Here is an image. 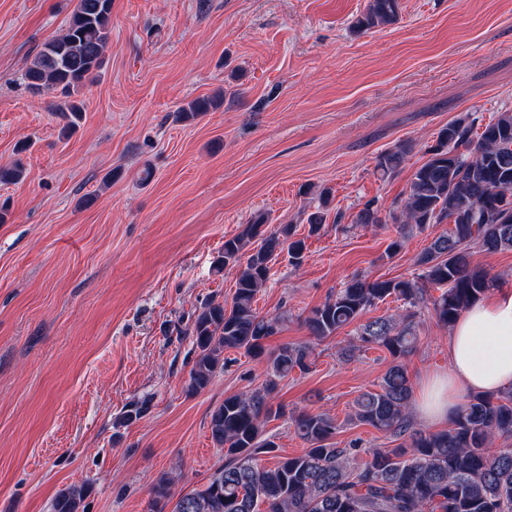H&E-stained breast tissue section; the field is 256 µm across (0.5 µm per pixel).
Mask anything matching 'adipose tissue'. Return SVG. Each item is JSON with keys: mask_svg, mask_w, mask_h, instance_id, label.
<instances>
[{"mask_svg": "<svg viewBox=\"0 0 512 512\" xmlns=\"http://www.w3.org/2000/svg\"><path fill=\"white\" fill-rule=\"evenodd\" d=\"M447 374L429 379L413 404L426 420L452 419L464 393L512 387V289L494 286L473 301L448 338Z\"/></svg>", "mask_w": 512, "mask_h": 512, "instance_id": "obj_1", "label": "adipose tissue"}]
</instances>
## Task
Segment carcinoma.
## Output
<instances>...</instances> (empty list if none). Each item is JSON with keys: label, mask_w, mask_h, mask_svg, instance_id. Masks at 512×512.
<instances>
[{"label": "carcinoma", "mask_w": 512, "mask_h": 512, "mask_svg": "<svg viewBox=\"0 0 512 512\" xmlns=\"http://www.w3.org/2000/svg\"><path fill=\"white\" fill-rule=\"evenodd\" d=\"M398 18L399 0H368L354 26L370 30ZM111 35L112 0H76L63 32L26 62L23 81L29 92L58 90L67 97L58 111L68 132L82 120V107L69 97L101 68ZM214 106L211 98H197L181 113L193 119ZM410 152V146L400 144L379 154L376 171L383 178L396 175ZM427 154L410 178L400 211L390 214L393 223L419 229L449 225L417 257L419 279L353 278L304 319L309 334L322 340L388 297L403 302L405 314L362 325L359 340L385 348L393 363L379 390L356 398L354 417L404 439V446L361 449L351 442L341 447L335 441V418L302 412L293 425L307 444L305 451L272 466L260 462V455L277 448L264 428L278 382L307 368L312 349L307 343L274 350L265 345L284 315L260 314L256 297L279 256L287 254L297 266L307 245L293 225L269 230L266 218L257 215L241 233L224 240L215 265L218 273L238 268L230 306L212 297L194 312L189 389L200 392L210 384L224 368L226 351L242 350L266 364L265 382L225 397L210 413L211 438L224 450V466L201 488L179 495L170 511L171 480L159 479L152 489V512H512V448L493 449L497 438L512 436V389L493 397L467 396L448 428L426 433L410 418L412 386L404 365L416 348L415 319L422 305L430 304L436 322L447 327L495 284L486 270L471 265L468 250L512 249V112L480 126L469 113L459 117L439 131ZM24 174L20 161L0 167V183H17ZM329 199L330 190L322 189L318 207L307 217L309 233L326 223ZM422 279L445 290L431 296ZM86 495L83 486L61 490L53 512H80Z\"/></svg>", "instance_id": "carcinoma-1"}]
</instances>
